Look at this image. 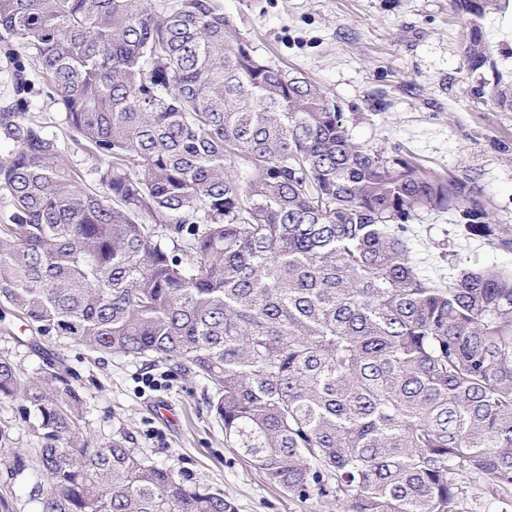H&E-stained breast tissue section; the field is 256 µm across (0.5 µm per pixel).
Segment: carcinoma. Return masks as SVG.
Listing matches in <instances>:
<instances>
[{"label":"carcinoma","instance_id":"cac0c4a2","mask_svg":"<svg viewBox=\"0 0 512 512\" xmlns=\"http://www.w3.org/2000/svg\"><path fill=\"white\" fill-rule=\"evenodd\" d=\"M503 4L450 0L471 94L512 111V82L482 78L481 21ZM0 39L39 63L72 139L109 158L83 187L44 126L0 112V314L30 346L55 336L200 378L228 446L328 512H458L473 477L490 503L512 496V272L443 285L407 240L439 211L512 251L474 176L355 141L216 0H0ZM74 379L0 355V512H21L22 475L32 512H236L128 433L91 436Z\"/></svg>","mask_w":512,"mask_h":512}]
</instances>
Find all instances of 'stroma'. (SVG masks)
<instances>
[{"label": "stroma", "mask_w": 512, "mask_h": 512, "mask_svg": "<svg viewBox=\"0 0 512 512\" xmlns=\"http://www.w3.org/2000/svg\"><path fill=\"white\" fill-rule=\"evenodd\" d=\"M259 55L306 77L340 105L354 138L368 148L402 149L422 166L476 177L494 223L512 225V112L471 96L464 58L466 25L449 0H219ZM485 40L495 69L512 79V8L487 17ZM25 110L61 142L67 166L91 173L101 160L67 140L63 109L29 69ZM408 244L422 275L445 278L454 267L512 269V252L463 237L445 212L419 213ZM0 337L27 374L57 356L93 395L89 429L101 439L128 430L135 447L187 480L223 490L237 512H321L263 476L228 448L201 404L202 385L165 377L142 360L93 359L52 338L41 350L20 345L13 324Z\"/></svg>", "instance_id": "stroma-1"}]
</instances>
